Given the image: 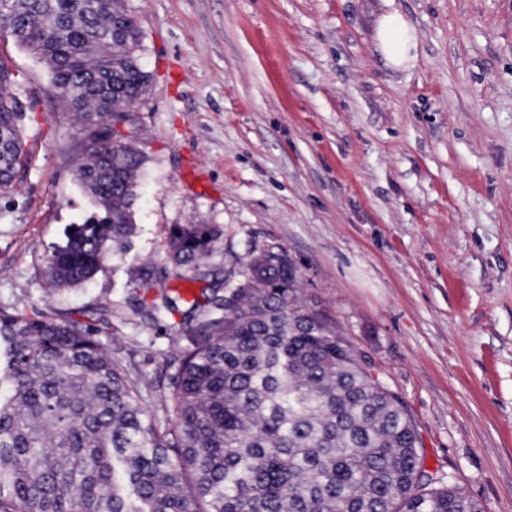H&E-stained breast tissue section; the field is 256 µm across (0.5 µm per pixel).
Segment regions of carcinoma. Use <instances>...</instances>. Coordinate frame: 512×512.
Listing matches in <instances>:
<instances>
[{"label": "carcinoma", "mask_w": 512, "mask_h": 512, "mask_svg": "<svg viewBox=\"0 0 512 512\" xmlns=\"http://www.w3.org/2000/svg\"><path fill=\"white\" fill-rule=\"evenodd\" d=\"M12 37L49 68L88 128L77 171L99 213L47 258L54 291L81 286L133 232L143 155L114 127L150 82L124 0H8ZM26 106L0 62V190L23 162ZM221 230L174 224L175 269L199 268ZM161 304L179 310L167 288ZM67 313H0V512H484L424 468L402 401L373 362L298 296L283 250L182 313L168 381L122 366ZM159 391L163 416L142 389Z\"/></svg>", "instance_id": "carcinoma-1"}]
</instances>
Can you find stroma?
Returning <instances> with one entry per match:
<instances>
[{"instance_id": "1", "label": "stroma", "mask_w": 512, "mask_h": 512, "mask_svg": "<svg viewBox=\"0 0 512 512\" xmlns=\"http://www.w3.org/2000/svg\"><path fill=\"white\" fill-rule=\"evenodd\" d=\"M151 81L123 132L144 157L135 230L82 286L48 293L46 258L95 208L86 131L47 67L0 34L27 106L28 160L0 194V312H80L122 365L157 377L180 315L140 313L285 250L299 295L400 397L425 468L512 512V0H126ZM396 11L416 57L389 66ZM222 235L198 280L172 279L167 233ZM376 40L382 56L390 66L401 68L413 58L417 38L413 28L398 12L381 15L376 25Z\"/></svg>"}]
</instances>
